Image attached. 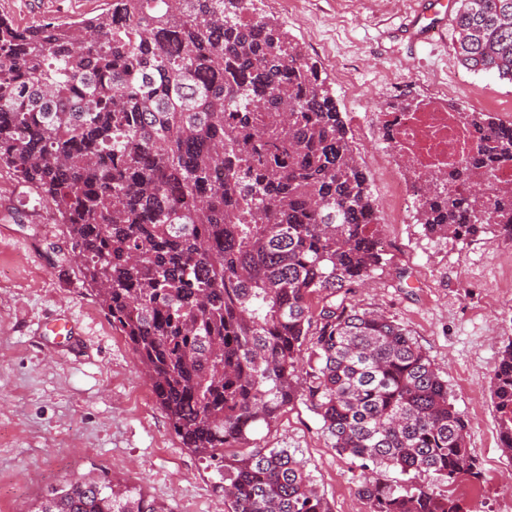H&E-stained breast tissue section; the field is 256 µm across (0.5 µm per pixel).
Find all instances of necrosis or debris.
<instances>
[{"mask_svg": "<svg viewBox=\"0 0 512 512\" xmlns=\"http://www.w3.org/2000/svg\"><path fill=\"white\" fill-rule=\"evenodd\" d=\"M377 119L398 156L386 178L401 212L416 190L415 180L424 181L445 170L480 138L479 132L464 126L459 113L449 107L444 86L427 92L411 110H388L378 113Z\"/></svg>", "mask_w": 512, "mask_h": 512, "instance_id": "necrosis-or-debris-1", "label": "necrosis or debris"}]
</instances>
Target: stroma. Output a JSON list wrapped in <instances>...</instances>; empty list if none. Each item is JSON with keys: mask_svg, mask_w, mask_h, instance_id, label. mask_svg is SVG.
Returning <instances> with one entry per match:
<instances>
[{"mask_svg": "<svg viewBox=\"0 0 512 512\" xmlns=\"http://www.w3.org/2000/svg\"><path fill=\"white\" fill-rule=\"evenodd\" d=\"M417 0H253L250 13L274 18L326 79L361 159L388 153L365 135L376 112L448 84L465 112L512 118V82L472 72L458 60L455 34L411 46L399 35ZM103 0H0V15L23 26L91 16ZM355 85L358 96L347 87ZM385 262L353 302L412 331L440 368L456 409L469 421L468 446L481 475L454 484L464 512H504L512 465L499 447L491 400L497 348L512 336V305L493 291L499 241L428 238L408 214L381 227ZM69 318L74 337L49 326ZM265 448L302 459L330 512H361V471L331 448L306 405L287 410L257 436ZM109 475L169 512H216L223 498L205 461L170 430L151 383L83 285L62 225L48 202L9 170L0 171V512H31L55 489Z\"/></svg>", "mask_w": 512, "mask_h": 512, "instance_id": "1", "label": "stroma"}]
</instances>
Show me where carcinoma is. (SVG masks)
Listing matches in <instances>:
<instances>
[{
  "label": "carcinoma",
  "instance_id": "obj_1",
  "mask_svg": "<svg viewBox=\"0 0 512 512\" xmlns=\"http://www.w3.org/2000/svg\"><path fill=\"white\" fill-rule=\"evenodd\" d=\"M248 2L106 0L25 27L0 16V169L54 206L171 430L220 477L224 512H328L288 449L224 457L298 402L370 472L365 512H462L418 482L480 474L448 381L408 328L338 297L383 261L344 117L288 33L244 19ZM454 31L468 69L512 82V0H458ZM461 118L482 136L417 189L418 221L438 240L512 238V188L473 208L512 162V131ZM492 397L512 459V337ZM34 512L167 508L103 478Z\"/></svg>",
  "mask_w": 512,
  "mask_h": 512
}]
</instances>
